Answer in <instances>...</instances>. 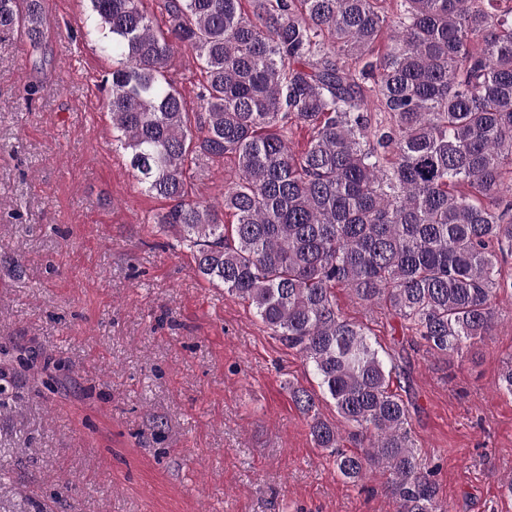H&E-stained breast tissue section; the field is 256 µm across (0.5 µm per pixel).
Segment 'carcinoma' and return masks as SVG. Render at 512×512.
Returning <instances> with one entry per match:
<instances>
[{"instance_id":"1","label":"carcinoma","mask_w":512,"mask_h":512,"mask_svg":"<svg viewBox=\"0 0 512 512\" xmlns=\"http://www.w3.org/2000/svg\"><path fill=\"white\" fill-rule=\"evenodd\" d=\"M17 2L0 0V30L20 28L38 48L41 0ZM139 2L90 0L84 30L117 60L116 147L147 192L173 202L154 223L300 351L359 429L364 451L340 450L316 395L288 385L344 480L382 466L394 512H448L389 389L395 365L340 315L334 289L385 304L437 354L491 335L497 294L512 295L498 272L512 254V6L396 0L392 22L381 0H163V30ZM182 50L205 78L194 120L166 78ZM292 122L312 129L300 154ZM202 155L234 158L217 205L192 191Z\"/></svg>"}]
</instances>
